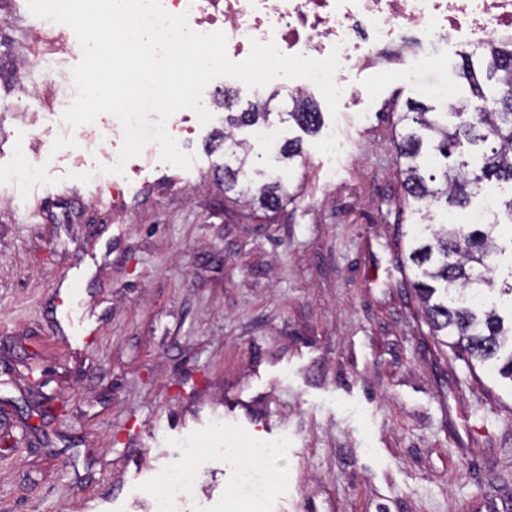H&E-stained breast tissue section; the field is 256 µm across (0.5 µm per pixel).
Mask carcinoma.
Listing matches in <instances>:
<instances>
[{
  "label": "carcinoma",
  "instance_id": "obj_1",
  "mask_svg": "<svg viewBox=\"0 0 512 512\" xmlns=\"http://www.w3.org/2000/svg\"><path fill=\"white\" fill-rule=\"evenodd\" d=\"M486 78L495 86L487 91L478 79L471 57H464L462 76L470 95L450 112H431L412 104L402 113L399 123L403 133L397 143V159L402 167L407 199L425 211L465 208L490 182L512 184V99L503 97V90L512 89V43L493 42L482 58ZM288 120L313 132L320 122V112L307 96L291 99ZM234 164H224V193L235 192L249 205L276 210L291 200L287 186L278 178L269 177L260 184L248 180L250 149L234 139L236 127H269L271 112L254 106L242 112H229L225 117ZM484 145L483 163L471 168L461 162L448 168L427 170L420 158L428 146L448 159L463 153L468 146ZM301 144L289 140L276 150V160L286 161L299 156ZM425 241L416 246L410 258L420 270L415 282L417 294L424 305V316L435 336H454L452 347L462 354L467 365L495 367L498 373L512 379V326L505 327L495 308L484 309L482 303H467L463 293L479 295L495 285L494 258L503 248L499 245L497 225L483 224L472 229L463 224L443 222L439 227L426 225Z\"/></svg>",
  "mask_w": 512,
  "mask_h": 512
}]
</instances>
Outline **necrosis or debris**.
<instances>
[{
	"instance_id": "obj_1",
	"label": "necrosis or debris",
	"mask_w": 512,
	"mask_h": 512,
	"mask_svg": "<svg viewBox=\"0 0 512 512\" xmlns=\"http://www.w3.org/2000/svg\"><path fill=\"white\" fill-rule=\"evenodd\" d=\"M166 11L187 13L197 33L224 32L231 60L247 57L251 41L275 42L287 55L321 59L338 50L334 81L354 94L347 73L389 67L413 81L440 65L435 45L479 54L492 40H512V0H162ZM185 463L160 471L151 512H175L192 486Z\"/></svg>"
}]
</instances>
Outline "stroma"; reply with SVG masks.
<instances>
[{"label": "stroma", "instance_id": "1", "mask_svg": "<svg viewBox=\"0 0 512 512\" xmlns=\"http://www.w3.org/2000/svg\"><path fill=\"white\" fill-rule=\"evenodd\" d=\"M0 0V512H150L160 469L197 462L185 512H488L512 506V382L468 367L428 333L408 259L412 218L396 159L423 85L467 94L459 53L407 83L373 69L375 89L319 132L275 121L302 154L276 166L251 141V168H279L293 200L264 212L224 195L225 110L181 148L190 169L141 152L90 182L123 138L29 123L72 104L73 30ZM95 260H87L86 252ZM82 268L77 296L60 287ZM82 298L88 320L65 343ZM284 478L246 492L237 463L253 434Z\"/></svg>", "mask_w": 512, "mask_h": 512}]
</instances>
